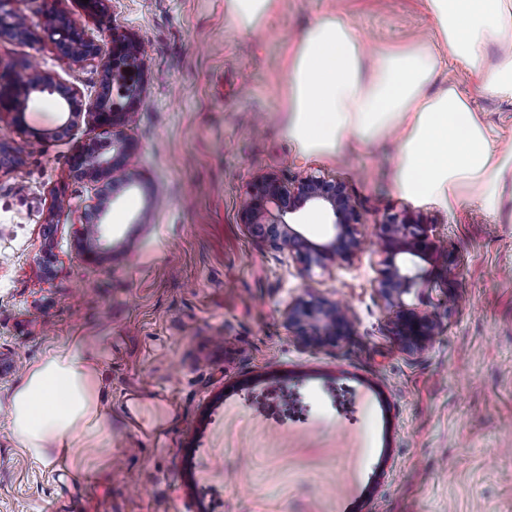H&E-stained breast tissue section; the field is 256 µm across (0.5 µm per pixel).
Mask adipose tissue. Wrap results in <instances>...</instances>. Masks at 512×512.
<instances>
[{"mask_svg":"<svg viewBox=\"0 0 512 512\" xmlns=\"http://www.w3.org/2000/svg\"><path fill=\"white\" fill-rule=\"evenodd\" d=\"M447 53L369 51L356 26L330 13L293 47L284 135L303 156H337L382 137L395 144V183L413 200L440 206L477 198L495 209L512 143L500 144L457 83L432 89L444 66L490 96L512 100V0H425ZM500 49L489 66V46ZM107 345L71 337L29 366L7 406L8 430L34 462L88 475L78 451L103 444L110 419L95 386Z\"/></svg>","mask_w":512,"mask_h":512,"instance_id":"obj_1","label":"adipose tissue"}]
</instances>
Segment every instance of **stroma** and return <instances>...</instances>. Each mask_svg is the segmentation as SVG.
I'll return each mask as SVG.
<instances>
[{
	"mask_svg": "<svg viewBox=\"0 0 512 512\" xmlns=\"http://www.w3.org/2000/svg\"><path fill=\"white\" fill-rule=\"evenodd\" d=\"M29 38H0V76L35 71L73 87L84 110L59 130L56 96L32 95L22 123L0 115V404L31 364L69 336L112 341L97 378L112 413L104 467L92 482L30 461L0 418V512H512V179L497 211L403 197L391 140L333 158H301L283 136L286 63L320 16L338 12L374 48L434 37L422 0H276L245 33L224 0H17ZM80 20L108 47L137 41L142 100L124 127L138 143L98 246L76 225L102 183L76 179L86 148L110 145L90 113L103 93L99 59L65 60L44 17ZM463 91L501 140L512 102ZM48 137L30 149L32 132ZM275 174L343 183L361 217L360 250L342 266L305 270L241 224L252 183ZM425 224L430 259L398 256L423 275L405 308L435 334L407 343L378 290L390 215ZM338 301L351 325L316 343L290 327L298 298ZM352 412L336 411L338 387ZM300 396L303 419L274 402Z\"/></svg>",
	"mask_w": 512,
	"mask_h": 512,
	"instance_id": "obj_1",
	"label": "stroma"
}]
</instances>
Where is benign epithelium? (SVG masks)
Returning a JSON list of instances; mask_svg holds the SVG:
<instances>
[{
  "mask_svg": "<svg viewBox=\"0 0 512 512\" xmlns=\"http://www.w3.org/2000/svg\"><path fill=\"white\" fill-rule=\"evenodd\" d=\"M15 0H0V36L23 35ZM45 37L63 51L74 63L97 58L101 49L87 39L81 24L72 17L52 14L43 27ZM140 52L134 38L124 32H112V47L102 63L103 72L110 78L117 72L140 68ZM58 96L62 114V127H70L83 112L76 91L61 82H55L37 73H26L24 79L13 75L8 91H0V105L21 116L34 93ZM119 107L106 101L97 102L94 120L101 132L112 137V156L87 150L78 155L91 180L109 177L120 167L118 160L129 157L138 147L135 140L114 131V117ZM316 205L331 211L333 236L323 244H313L288 221L306 205ZM241 223L267 234L274 246L287 251L298 250L297 257L305 267L323 268L341 265L359 250L357 226L360 216L355 202L344 184L318 177H309L298 183H285L270 174L259 178L251 186L240 207ZM379 242L386 254L384 268L378 280L382 297L391 305L403 307L402 296L420 284V274L412 268H402L396 263L400 254L424 258L433 253L434 244L429 240L423 224L408 217L392 216L378 225ZM288 325L303 332L307 326L319 322L324 333L312 337L314 341H336L350 325L348 312L336 302L324 300H296L287 310ZM403 336L411 341L426 342L434 335V320L412 312L400 315Z\"/></svg>",
  "mask_w": 512,
  "mask_h": 512,
  "instance_id": "7a95c632",
  "label": "benign epithelium"
}]
</instances>
